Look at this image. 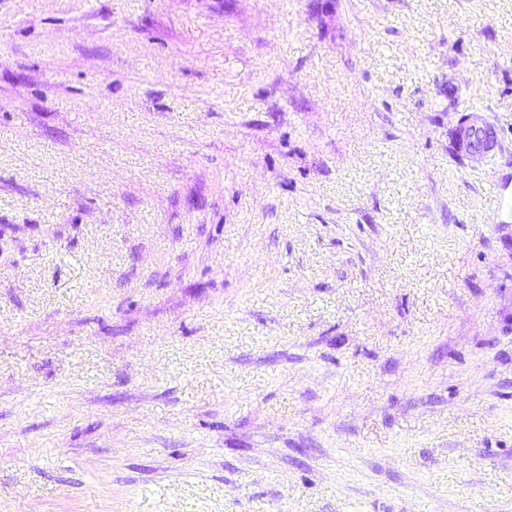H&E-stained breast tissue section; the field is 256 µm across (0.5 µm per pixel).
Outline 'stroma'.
<instances>
[{"instance_id":"35a3bbf8","label":"stroma","mask_w":512,"mask_h":512,"mask_svg":"<svg viewBox=\"0 0 512 512\" xmlns=\"http://www.w3.org/2000/svg\"><path fill=\"white\" fill-rule=\"evenodd\" d=\"M512 0H0V512H512ZM454 144L460 154L469 156L478 166L491 162L504 150L496 123L479 110L461 117Z\"/></svg>"}]
</instances>
